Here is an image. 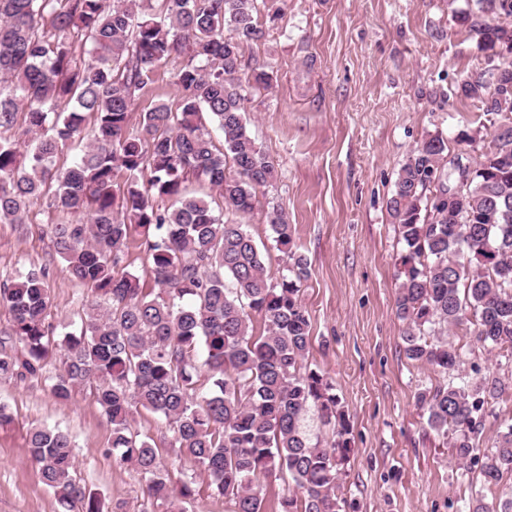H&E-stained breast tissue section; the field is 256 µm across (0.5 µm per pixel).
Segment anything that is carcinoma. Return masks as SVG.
Returning a JSON list of instances; mask_svg holds the SVG:
<instances>
[{
	"mask_svg": "<svg viewBox=\"0 0 512 512\" xmlns=\"http://www.w3.org/2000/svg\"><path fill=\"white\" fill-rule=\"evenodd\" d=\"M498 10L512 14V0H464L456 20L494 51L512 44V25L489 20ZM258 13V0H0V223H27L31 202L50 197L51 208L74 217L53 228L62 272L96 294L57 339L45 321L49 268L33 265L1 281L11 332L0 339V379L41 382L60 400L77 387L94 389L111 427L110 452L136 470L164 512H178L195 489L174 484L153 439L133 427L141 408L165 420L177 454L198 465L233 512H264L261 479L277 473L295 487L279 512L346 505L339 480L350 427L332 382L307 364V261L294 257L273 277L245 225L224 219L226 211L250 213L276 173L244 118V84L270 88L276 80L264 66L240 77L244 45L265 37ZM179 58L187 63L177 73V108L157 103L132 126L138 92ZM511 90L512 62L461 86L488 115L500 114L497 96ZM205 112L222 135L218 144L202 125ZM73 139L85 149L57 167L60 144ZM446 149L430 135L398 172L389 203L402 243L395 313L407 358L446 376L418 396L428 429L458 462L482 460L484 481L496 484L512 472V419L483 456L476 437L505 381L477 368L462 374L466 353L451 332L464 327L512 361V124L494 130L467 173L462 214L448 212L461 177ZM121 173L128 178L119 195ZM190 176L218 194L221 213L185 195ZM163 198L175 203L162 206ZM267 223L276 249L293 257L283 209L272 207ZM135 234L150 289L118 272ZM59 348L63 370L48 376ZM312 408L331 432L328 447L304 428ZM29 448L58 512H103L74 476L67 432L35 426Z\"/></svg>",
	"mask_w": 512,
	"mask_h": 512,
	"instance_id": "carcinoma-1",
	"label": "carcinoma"
}]
</instances>
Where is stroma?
<instances>
[{
	"label": "stroma",
	"mask_w": 512,
	"mask_h": 512,
	"mask_svg": "<svg viewBox=\"0 0 512 512\" xmlns=\"http://www.w3.org/2000/svg\"><path fill=\"white\" fill-rule=\"evenodd\" d=\"M463 0H265V40L245 47L243 63L272 64L270 90H249L248 127L273 158L276 178L244 220L257 242L270 245L266 214L286 210L294 248L308 262L302 300L312 322L310 363L333 381L348 415L353 444L342 470L346 512H472L482 503L495 512L512 492V472L499 484L483 481L479 466L457 464L426 427L420 392L444 383V374L409 360L404 326L395 315L396 258L401 250L388 209L397 171L426 137L439 135L449 156L476 161L459 144L460 131L493 133L507 115H488L464 98V79L488 70L491 51L454 17ZM182 60L163 64L155 83L140 92L135 112L159 99L176 103L175 75ZM62 214L35 200L26 224L0 223V279L33 265L50 267L47 320L77 323L95 295L70 281L52 242ZM454 340L467 362L506 381L495 413L477 440L494 446L502 420L512 417V365L476 345L464 330ZM0 403L13 415L0 427V512H56L29 452L36 425L69 431L78 479L106 505L144 512L138 474L115 462L107 448L111 428L89 389L60 401L44 386L0 379ZM135 428L163 450L173 480L197 479L187 512H232L212 495L199 469L176 455L172 433L156 415L140 411Z\"/></svg>",
	"instance_id": "obj_1"
}]
</instances>
